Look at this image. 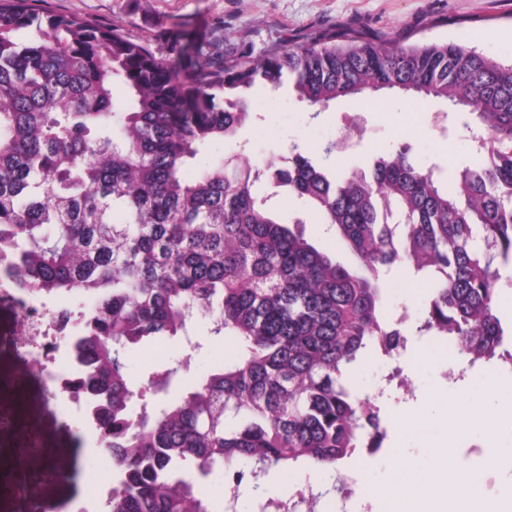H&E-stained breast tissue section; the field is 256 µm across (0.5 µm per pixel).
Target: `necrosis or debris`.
<instances>
[{
  "label": "necrosis or debris",
  "instance_id": "4bbe7bcc",
  "mask_svg": "<svg viewBox=\"0 0 512 512\" xmlns=\"http://www.w3.org/2000/svg\"><path fill=\"white\" fill-rule=\"evenodd\" d=\"M9 269L8 258L0 257V298L13 304L19 344L28 354L32 369L48 382L61 412L74 417L83 430L96 433L93 404L75 392L84 375L75 351L83 309L54 303L51 297L10 275Z\"/></svg>",
  "mask_w": 512,
  "mask_h": 512
}]
</instances>
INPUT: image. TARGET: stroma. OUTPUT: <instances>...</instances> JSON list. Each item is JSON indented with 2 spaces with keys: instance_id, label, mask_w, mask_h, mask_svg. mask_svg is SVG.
<instances>
[{
  "instance_id": "1",
  "label": "stroma",
  "mask_w": 512,
  "mask_h": 512,
  "mask_svg": "<svg viewBox=\"0 0 512 512\" xmlns=\"http://www.w3.org/2000/svg\"><path fill=\"white\" fill-rule=\"evenodd\" d=\"M29 5L39 13L74 15L107 28L119 26L129 38L147 43L158 58L179 70L187 67L185 49L195 41L223 37L224 52L232 55L283 49L334 32L356 33L387 44L455 41L488 57L512 60V0H29ZM260 99L267 102V109L252 114L236 136L217 145L224 155H245L259 168L270 158L287 155L291 145L316 158L321 147L339 140L344 148L323 159L325 166L341 172L366 166L374 155L391 153L403 143L411 145L421 168L435 165L447 175L480 158L468 130V115L449 111L439 99L381 95L369 102L344 97L331 102L315 120L288 89L261 92ZM275 204L288 215L301 216L305 237L337 264L355 265L334 228L303 201L282 194ZM382 288L380 313L386 322L397 323L412 352L397 365L367 353L347 375L346 384L353 393L366 395L381 377L397 373L398 385L392 386L380 405L387 428L385 457L362 451L334 468L272 470L241 487L237 512H271L269 500H285L301 491L317 494L315 512H383L367 487L385 483L396 463L418 465L427 480H434L429 436L406 433L401 419L426 411L436 394L458 402L470 400L485 366L468 367L460 379L446 376L445 339L418 337L431 290L409 268L394 265L383 275ZM211 327L209 318L196 313L188 328L199 349L188 350L184 341L174 339L164 344L158 356L142 347L129 353L132 382H143L155 366L169 361L188 359L189 366L181 373L187 383L233 361L240 351L238 344L211 336ZM15 333L13 306L1 300L0 407L16 409L23 427L0 429V512H27L32 504L39 505L40 512H73L75 502L90 494L85 479L88 467L107 471L110 457L91 452L88 438L62 419L43 380L31 371ZM494 428V438L477 433L468 442L456 444L444 464L450 471H484L477 492L490 501L512 480V458L498 454L503 444L512 442V415L497 421ZM32 433L39 437L45 459L71 463L68 480L51 482L40 468H18ZM16 479L26 489V500L14 494ZM343 484L348 487L344 493L339 490Z\"/></svg>"
}]
</instances>
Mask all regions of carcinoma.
I'll use <instances>...</instances> for the list:
<instances>
[{"mask_svg": "<svg viewBox=\"0 0 512 512\" xmlns=\"http://www.w3.org/2000/svg\"><path fill=\"white\" fill-rule=\"evenodd\" d=\"M180 73L148 44L26 0H0V249L37 291L85 304L80 388L123 474L110 512H211L195 476L253 478L336 467L386 438L380 409L344 385L366 352L403 340L380 317L395 264L431 284L419 331L470 364L511 359L497 305L512 264V62L458 42L387 46L352 33L259 56L194 51ZM288 86L316 118L330 102L402 92L448 103L480 128L479 164L448 190L410 145L337 175L294 148L263 169L203 159ZM281 190L336 227L349 271L268 205ZM480 235L482 247L473 246ZM239 357L168 394L188 361L139 385L128 354L187 335L195 312Z\"/></svg>", "mask_w": 512, "mask_h": 512, "instance_id": "obj_1", "label": "carcinoma"}]
</instances>
